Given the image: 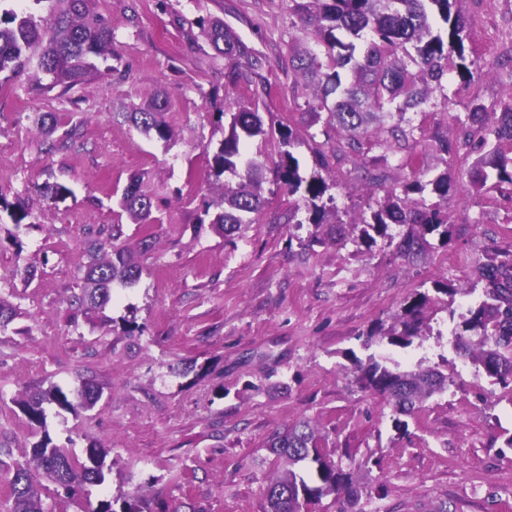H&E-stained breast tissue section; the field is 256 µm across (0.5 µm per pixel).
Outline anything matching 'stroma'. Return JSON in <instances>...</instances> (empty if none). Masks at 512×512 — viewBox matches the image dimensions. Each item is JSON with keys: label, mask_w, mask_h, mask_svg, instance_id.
I'll return each instance as SVG.
<instances>
[{"label": "stroma", "mask_w": 512, "mask_h": 512, "mask_svg": "<svg viewBox=\"0 0 512 512\" xmlns=\"http://www.w3.org/2000/svg\"><path fill=\"white\" fill-rule=\"evenodd\" d=\"M470 39L466 52L480 74L473 90L449 71L443 91L408 118L424 179L446 168L435 136L456 137L454 117L472 94L484 103L512 101V75L493 60L512 46V0H460ZM112 31L110 72L71 89L37 90L33 78L0 74V300L14 318L0 332V505L11 489L7 465L26 462L42 433L81 456L93 443L109 451L112 471L101 486L71 497L48 486V512H87L101 499L140 487L150 506L180 512H267L265 489L283 466L270 435L311 420L336 459L351 469L358 504L325 497L312 512H512V392L476 373L451 345L459 315L474 296L432 300L429 333L399 347L375 338L413 293L457 281L485 261L492 244L512 243V196L448 198L449 244L431 238L422 255L397 251L403 230L358 247L356 224L368 215L370 191L351 178L331 184L334 223L288 221L295 203L267 171L264 208L225 240L204 222L219 183L208 153L224 138L225 106L259 112L266 140L250 153L278 159L279 128L295 136L301 169L316 171L312 141L335 143L305 102L313 85L291 66L301 22L293 0H93ZM222 19L250 57L218 54L200 21ZM259 58L252 66L251 58ZM252 71L229 85L230 68ZM302 104L290 105L292 89ZM165 102L174 136L146 137L123 115L154 98ZM55 135L79 126L67 147L47 151L38 121ZM140 177L151 216L137 224L120 206L123 188ZM73 191L47 200L41 188ZM28 224L14 226L9 205ZM120 226L122 244L149 241L140 280L115 288L103 308L74 305L79 263L96 232ZM34 267L33 280L17 268ZM138 328L128 332L127 320ZM375 356L398 370L429 367L448 378L396 431L392 409L363 389L355 360ZM90 379L96 405L71 413L50 405L46 427H32L14 398L52 385L69 391Z\"/></svg>", "instance_id": "1"}]
</instances>
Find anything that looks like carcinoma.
<instances>
[{"instance_id":"cac0c4a2","label":"carcinoma","mask_w":512,"mask_h":512,"mask_svg":"<svg viewBox=\"0 0 512 512\" xmlns=\"http://www.w3.org/2000/svg\"><path fill=\"white\" fill-rule=\"evenodd\" d=\"M49 14L35 17L13 10H0V73L21 76L31 67L49 77L47 88H72L85 83L100 70L97 60L112 54V33L105 19L91 13L92 0H48ZM302 27L296 37L298 47L292 67L317 87L308 110L316 116L327 114L326 124L338 126L345 137L332 156L316 151L319 168L327 170L330 161L354 162L355 178L367 182L373 193H382L370 207V217L362 218L355 243L371 247L376 237H390L393 224L407 227L398 245L404 255H419L430 247L427 236L436 232L443 243L451 241L452 225L448 213L439 205H428L421 195L431 190L442 200L455 182L443 171L424 182L414 171L416 161L410 143L416 140L415 128L406 119L409 111L422 108L436 90L443 89L448 73V57L456 55L458 76L465 87L475 82L467 60L465 41L469 27L456 8L458 0H293ZM210 44L226 55L249 56L248 48L224 29L221 19H213L203 29ZM323 48L325 61L317 49ZM164 103L155 100L135 112L127 113L130 122L147 136L167 142L173 137L163 119ZM228 133L208 164L217 178L228 173L237 182H227L211 201L219 207L212 223L230 238L247 216L258 213L266 203L262 184L267 160L262 153L244 157L246 142L266 135L263 121L255 111H232ZM458 135L450 140L435 136L436 149L452 159L465 153L477 158L467 171L469 183L480 193L486 187L512 185V153L501 143L512 141V102L497 108L475 104L464 116H455ZM279 160L275 162L277 183L291 195H299L294 212L305 210L310 224L330 223L336 216L335 198L319 173L305 177L300 173L293 132L280 131ZM382 154L377 155L375 151ZM401 155L400 163L412 171L396 183H388L383 163L387 154ZM42 194L50 200H64L70 188L60 182L47 184ZM122 206L131 218L142 223L151 214L152 204L133 179L123 192ZM117 235L104 240L96 237L88 246L81 293L76 303L88 309L105 306L116 284L132 285L142 275L135 251L117 246ZM482 285V298L460 314L453 346L467 355L492 383L512 388V244L497 245L487 261L475 265L468 286L438 281L435 290L450 297L472 294ZM428 294L419 292L406 300L393 323L381 333L392 345L408 346L423 336L424 309ZM477 337L469 343L466 335ZM357 380L365 389L384 398L393 408L395 429L405 427L400 416L418 411L433 394L448 387V378L432 368L394 371L374 357L355 366ZM99 392L85 380L71 397L51 386L28 392L17 401L29 421L39 427L45 423V406L77 412L93 407ZM323 439L307 419L296 420L276 430L267 447L285 460L266 487L268 512H307V506L327 496L343 493L359 500L353 489L352 473L321 448ZM108 451L87 449V460L80 462L53 444L44 434L32 449V463L57 487L72 496L88 486H100L111 468L106 466ZM30 463V464H32ZM30 464L13 466L11 497L3 512H47L41 492L34 483Z\"/></svg>"}]
</instances>
